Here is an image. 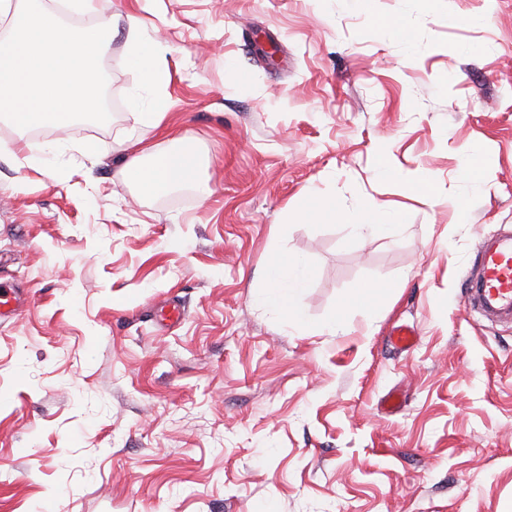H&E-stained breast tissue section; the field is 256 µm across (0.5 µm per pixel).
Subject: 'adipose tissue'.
Wrapping results in <instances>:
<instances>
[{
	"mask_svg": "<svg viewBox=\"0 0 512 512\" xmlns=\"http://www.w3.org/2000/svg\"><path fill=\"white\" fill-rule=\"evenodd\" d=\"M128 58L140 75L139 86L130 97L136 120L159 126L174 102L167 91L168 70L165 54L167 40L141 32L142 20L128 14ZM199 160L193 149L173 153L158 147L134 157L123 168L122 175L146 197L162 196L177 186L195 181ZM290 215L295 219H319L340 222L357 238L368 236L397 238L403 233L397 213L391 207L369 200L355 209L341 210L335 199L310 196ZM267 276L256 291L258 302L266 305L285 325L299 322L301 314L294 300L313 277L307 259L294 253L272 250L267 258Z\"/></svg>",
	"mask_w": 512,
	"mask_h": 512,
	"instance_id": "obj_1",
	"label": "adipose tissue"
}]
</instances>
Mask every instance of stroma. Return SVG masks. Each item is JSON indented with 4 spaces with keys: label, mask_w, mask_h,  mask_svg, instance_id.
Wrapping results in <instances>:
<instances>
[{
    "label": "stroma",
    "mask_w": 512,
    "mask_h": 512,
    "mask_svg": "<svg viewBox=\"0 0 512 512\" xmlns=\"http://www.w3.org/2000/svg\"><path fill=\"white\" fill-rule=\"evenodd\" d=\"M134 6L86 16L114 23L106 123L0 118V281L25 300L0 319V512H512V323L464 306L479 242L512 228V0H153L176 102L157 128L128 105ZM133 137L188 141L197 183L138 196ZM386 158L410 184L378 177ZM309 194L392 204L407 233L292 220ZM273 248L313 267L307 328L255 301ZM376 281L374 323L318 333ZM399 323L412 352L387 343ZM464 160V173L467 185L474 191L480 190L483 186L482 169L480 162V149L477 146H471L466 150Z\"/></svg>",
    "instance_id": "1"
}]
</instances>
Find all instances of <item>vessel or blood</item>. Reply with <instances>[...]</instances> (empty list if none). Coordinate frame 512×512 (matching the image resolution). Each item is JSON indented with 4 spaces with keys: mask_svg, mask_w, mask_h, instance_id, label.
Wrapping results in <instances>:
<instances>
[{
    "mask_svg": "<svg viewBox=\"0 0 512 512\" xmlns=\"http://www.w3.org/2000/svg\"><path fill=\"white\" fill-rule=\"evenodd\" d=\"M465 306L482 316L512 322V232L500 231L487 238L476 253L466 287ZM389 345L409 352L417 344L414 328L392 327Z\"/></svg>",
    "mask_w": 512,
    "mask_h": 512,
    "instance_id": "b4317fda",
    "label": "vessel or blood"
}]
</instances>
